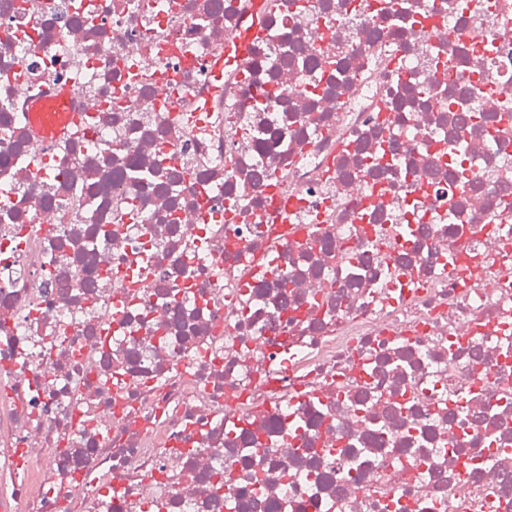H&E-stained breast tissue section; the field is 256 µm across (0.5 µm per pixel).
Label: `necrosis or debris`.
I'll list each match as a JSON object with an SVG mask.
<instances>
[{
  "instance_id": "obj_1",
  "label": "necrosis or debris",
  "mask_w": 512,
  "mask_h": 512,
  "mask_svg": "<svg viewBox=\"0 0 512 512\" xmlns=\"http://www.w3.org/2000/svg\"><path fill=\"white\" fill-rule=\"evenodd\" d=\"M242 4L0 0V512H512V0ZM265 0H251L246 9V17L237 33L224 43V47L211 56L210 72L214 82L224 81L225 68L236 66L241 69L249 57L254 36L264 22Z\"/></svg>"
}]
</instances>
